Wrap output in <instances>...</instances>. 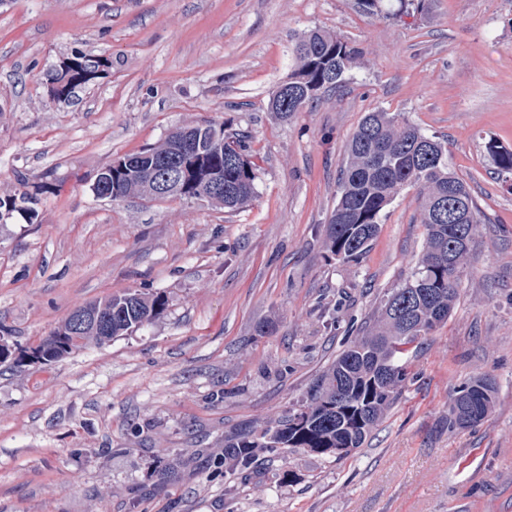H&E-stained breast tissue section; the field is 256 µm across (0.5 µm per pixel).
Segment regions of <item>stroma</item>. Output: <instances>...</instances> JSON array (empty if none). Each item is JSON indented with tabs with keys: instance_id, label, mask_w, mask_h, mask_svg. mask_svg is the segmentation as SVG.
I'll use <instances>...</instances> for the list:
<instances>
[{
	"instance_id": "1",
	"label": "stroma",
	"mask_w": 512,
	"mask_h": 512,
	"mask_svg": "<svg viewBox=\"0 0 512 512\" xmlns=\"http://www.w3.org/2000/svg\"><path fill=\"white\" fill-rule=\"evenodd\" d=\"M315 27L365 63L275 119L270 94ZM76 50L112 67L54 103L42 74ZM376 109L444 140L489 217L453 311L409 352L416 379L364 448L295 450L224 479L202 455L301 402L349 325L371 324L414 270L424 229L411 188L360 262L323 247L345 147ZM203 119L246 135L250 207L93 193L112 160ZM491 138L512 149V0H429L391 23L357 0H0V195L22 186L39 200L35 223L0 222L7 343L36 346L96 298L166 300L106 344L0 366V512H512V177L489 164ZM474 377L494 385L495 408L449 431L453 391Z\"/></svg>"
}]
</instances>
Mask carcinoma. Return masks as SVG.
Wrapping results in <instances>:
<instances>
[{
    "label": "carcinoma",
    "instance_id": "cac0c4a2",
    "mask_svg": "<svg viewBox=\"0 0 512 512\" xmlns=\"http://www.w3.org/2000/svg\"><path fill=\"white\" fill-rule=\"evenodd\" d=\"M426 0H358L361 8L391 23L409 11H422ZM296 63L288 86L296 93L285 98L272 94L269 111L288 119L338 89L352 68L362 64L363 50L342 36L312 29L298 36ZM112 66L106 57L74 51L45 73V84L58 102L102 78ZM188 139L195 141L197 170L185 175L173 196L200 199L230 210L250 205L256 196L257 166L251 160L246 136L224 134V124L201 120L170 132L160 143L138 155L141 165L107 172L105 184L112 200L151 201L153 185L161 177L160 163L177 153ZM488 158L498 173H512V150L491 138ZM224 172V195L209 193V171ZM416 190L419 222L425 228L423 249L415 269L403 285L393 289L369 329L362 331L317 376L305 401L291 406L265 426H246L224 435V456L217 467L224 478L244 473L257 463V450L272 457L290 450L336 457L361 448L413 379L409 364L387 377L378 373L390 358L404 355L405 346L430 335L448 320L471 247L456 246V230L466 224L475 230L489 223L476 204L470 186L451 167L448 148L400 114L374 110L365 114L346 147V160L337 190L336 206L325 230L326 250L339 260L358 261L379 232L386 209L400 192ZM17 213L36 216L28 193L0 196V216ZM111 317V336H124L158 318L165 300L156 294L127 291L87 303ZM494 406V388L486 379H474L456 389L448 410V430L481 423Z\"/></svg>",
    "mask_w": 512,
    "mask_h": 512
}]
</instances>
